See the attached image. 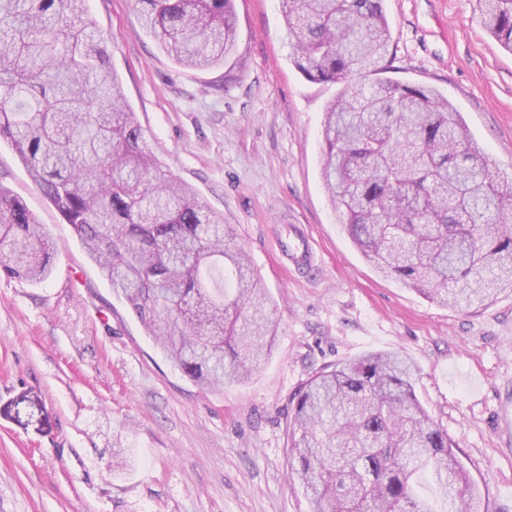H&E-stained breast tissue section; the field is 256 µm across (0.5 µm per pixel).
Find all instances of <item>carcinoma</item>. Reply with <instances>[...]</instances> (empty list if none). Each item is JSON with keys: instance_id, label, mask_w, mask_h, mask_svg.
<instances>
[{"instance_id": "cac0c4a2", "label": "carcinoma", "mask_w": 512, "mask_h": 512, "mask_svg": "<svg viewBox=\"0 0 512 512\" xmlns=\"http://www.w3.org/2000/svg\"><path fill=\"white\" fill-rule=\"evenodd\" d=\"M289 59L342 84L327 108L322 176L353 243L382 275L450 308L512 291V183L435 90L390 78L383 0H281ZM143 30L176 63L206 69L236 47L234 0H137ZM512 52V0H477ZM86 0H0V139L174 366L204 389L243 382L277 324L224 217L149 150L124 106ZM50 236L0 184V273H52ZM413 365L371 352L299 390L291 476L312 512H469L478 494L452 441L416 398ZM433 487L441 509L417 494Z\"/></svg>"}]
</instances>
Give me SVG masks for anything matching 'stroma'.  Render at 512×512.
I'll list each match as a JSON object with an SVG mask.
<instances>
[{"label": "stroma", "instance_id": "35a3bbf8", "mask_svg": "<svg viewBox=\"0 0 512 512\" xmlns=\"http://www.w3.org/2000/svg\"><path fill=\"white\" fill-rule=\"evenodd\" d=\"M149 148L237 228L276 309L269 358L203 390L174 369L88 259L70 225L0 140V184L45 224L51 278L0 275V512H311L289 473L296 395L320 368L398 351L455 445L481 512H512V292L451 309L373 270L321 175L324 112L339 87L307 78L279 0H235L237 48L220 66L176 64L135 0H88ZM389 77L448 97L512 180V52L476 0H385ZM311 238L320 271L277 248Z\"/></svg>", "mask_w": 512, "mask_h": 512}]
</instances>
